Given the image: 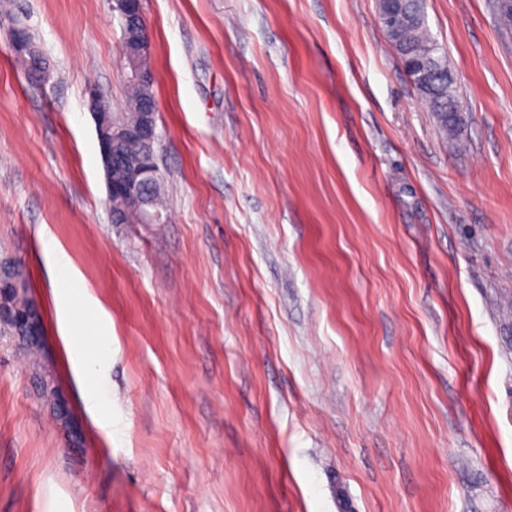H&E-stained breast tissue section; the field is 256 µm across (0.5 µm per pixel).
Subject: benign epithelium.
Returning <instances> with one entry per match:
<instances>
[{"mask_svg": "<svg viewBox=\"0 0 512 512\" xmlns=\"http://www.w3.org/2000/svg\"><path fill=\"white\" fill-rule=\"evenodd\" d=\"M112 10L118 13L122 31L123 56L140 62L150 54L140 0H114ZM143 119L137 126L120 127L112 134V155L107 162L124 174L122 198L144 206L143 222L157 224L162 216L148 208L144 194L146 183L155 182L160 171L155 162L154 144L158 139L154 101H147L142 108Z\"/></svg>", "mask_w": 512, "mask_h": 512, "instance_id": "benign-epithelium-1", "label": "benign epithelium"}]
</instances>
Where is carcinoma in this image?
<instances>
[{
    "label": "carcinoma",
    "mask_w": 512,
    "mask_h": 512,
    "mask_svg": "<svg viewBox=\"0 0 512 512\" xmlns=\"http://www.w3.org/2000/svg\"><path fill=\"white\" fill-rule=\"evenodd\" d=\"M491 9L499 25L512 30V9H507L501 0H491ZM392 11L398 20L397 27L387 32L393 50L405 64L413 61L418 68L409 71V78L418 98L425 102L437 117L441 134L454 141L464 124L460 102L448 101V64L444 52L429 33L423 9V0H395ZM24 52L17 60L31 73H37L41 55L31 49L28 37L21 38ZM153 96L152 88L144 85L126 84L127 108L124 112L104 114L100 117V137L105 146L112 145V126L139 124L142 113L137 104L143 97ZM26 274L23 266L7 263L0 266V302L5 311L0 312V324L13 336H21V323L28 316L32 300L25 287Z\"/></svg>",
    "instance_id": "1"
}]
</instances>
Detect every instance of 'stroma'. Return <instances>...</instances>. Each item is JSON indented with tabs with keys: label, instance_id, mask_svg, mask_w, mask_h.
Wrapping results in <instances>:
<instances>
[{
	"label": "stroma",
	"instance_id": "35a3bbf8",
	"mask_svg": "<svg viewBox=\"0 0 512 512\" xmlns=\"http://www.w3.org/2000/svg\"><path fill=\"white\" fill-rule=\"evenodd\" d=\"M141 10L166 210L115 224L88 102L125 109L112 0H0L50 63L33 87L0 27V258L67 409L1 331L0 512H512V33L488 0H425L453 144L378 0ZM71 333L112 345L94 384Z\"/></svg>",
	"mask_w": 512,
	"mask_h": 512
}]
</instances>
